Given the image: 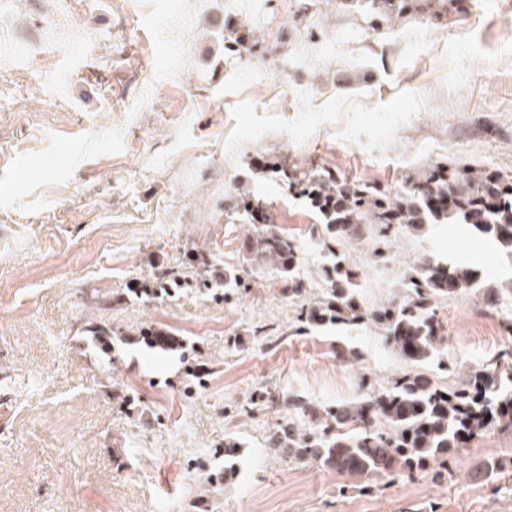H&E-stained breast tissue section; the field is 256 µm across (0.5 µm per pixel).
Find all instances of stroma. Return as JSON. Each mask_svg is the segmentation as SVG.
<instances>
[{"instance_id":"obj_1","label":"stroma","mask_w":512,"mask_h":512,"mask_svg":"<svg viewBox=\"0 0 512 512\" xmlns=\"http://www.w3.org/2000/svg\"><path fill=\"white\" fill-rule=\"evenodd\" d=\"M0 35L30 47L0 60V512H512L510 429L413 478L269 452L289 398L330 408L359 373L382 388L409 365L368 321L288 334L300 304L248 256L240 205L299 245L312 298L319 219L256 160L392 193L438 162L512 171V0L388 17L343 0H0ZM196 248L237 265L239 288L127 295ZM345 254L368 307L399 303L425 255L477 271L438 304L439 384L512 350V256L470 226ZM102 312L122 330L108 356L84 329ZM160 325L184 351L135 335ZM228 438L236 474L207 486Z\"/></svg>"}]
</instances>
